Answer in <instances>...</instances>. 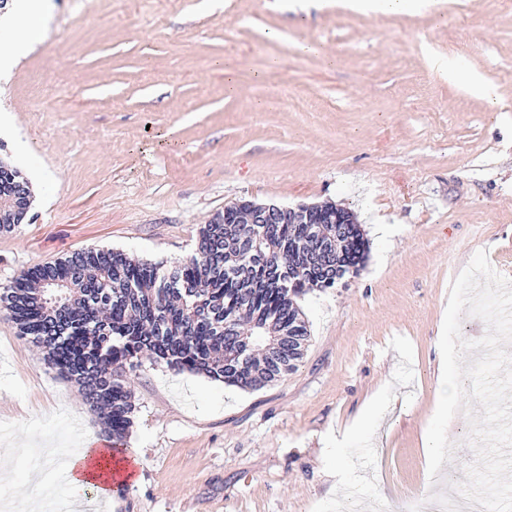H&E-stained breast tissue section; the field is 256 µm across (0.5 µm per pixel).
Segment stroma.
<instances>
[{
    "instance_id": "1",
    "label": "stroma",
    "mask_w": 512,
    "mask_h": 512,
    "mask_svg": "<svg viewBox=\"0 0 512 512\" xmlns=\"http://www.w3.org/2000/svg\"><path fill=\"white\" fill-rule=\"evenodd\" d=\"M44 39L0 80V137L31 186L0 234V288L89 248L190 257L242 199L334 203L370 252L358 275L301 301L296 370L257 389L142 358L122 440L136 475L96 512H413L473 462L469 423L431 483L423 431L436 396L451 281L487 251L512 279V0H52ZM314 52H305V45ZM368 434L346 431L369 398ZM0 495L25 512L30 448L104 438L78 387L0 311ZM343 478L331 477L335 466Z\"/></svg>"
}]
</instances>
